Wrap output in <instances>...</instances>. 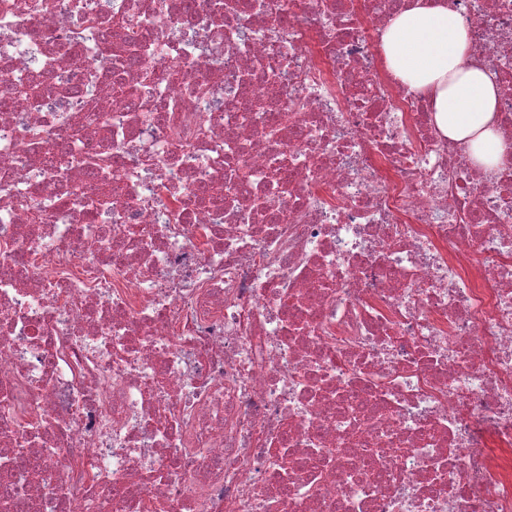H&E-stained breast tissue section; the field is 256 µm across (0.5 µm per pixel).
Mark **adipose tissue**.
Listing matches in <instances>:
<instances>
[{
    "instance_id": "1",
    "label": "adipose tissue",
    "mask_w": 512,
    "mask_h": 512,
    "mask_svg": "<svg viewBox=\"0 0 512 512\" xmlns=\"http://www.w3.org/2000/svg\"><path fill=\"white\" fill-rule=\"evenodd\" d=\"M468 45L462 20L435 0H415L382 37L388 69L402 83L428 92L440 131L466 147L474 166L492 171L502 154L498 88L487 70L467 65Z\"/></svg>"
}]
</instances>
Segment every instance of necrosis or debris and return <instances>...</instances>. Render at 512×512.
I'll list each match as a JSON object with an SVG mask.
<instances>
[{
  "mask_svg": "<svg viewBox=\"0 0 512 512\" xmlns=\"http://www.w3.org/2000/svg\"><path fill=\"white\" fill-rule=\"evenodd\" d=\"M406 2L0 0V512H512V0L492 172Z\"/></svg>",
  "mask_w": 512,
  "mask_h": 512,
  "instance_id": "4bbe7bcc",
  "label": "necrosis or debris"
}]
</instances>
